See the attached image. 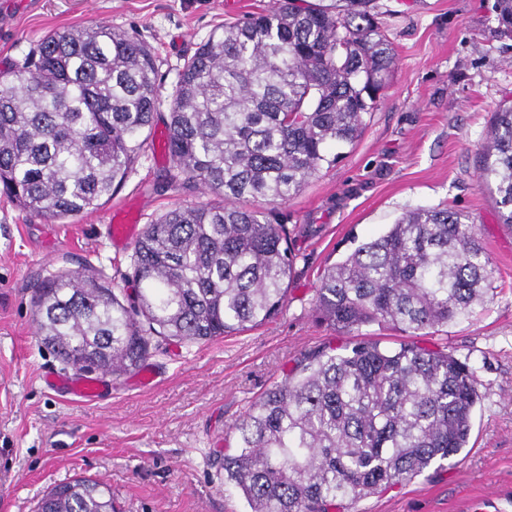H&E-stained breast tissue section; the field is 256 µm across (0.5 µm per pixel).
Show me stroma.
Instances as JSON below:
<instances>
[{"instance_id":"35a3bbf8","label":"stroma","mask_w":512,"mask_h":512,"mask_svg":"<svg viewBox=\"0 0 512 512\" xmlns=\"http://www.w3.org/2000/svg\"><path fill=\"white\" fill-rule=\"evenodd\" d=\"M274 0H0V72L45 35L99 24L121 28L155 53L160 120L122 187L98 209L46 221L0 198V512H35L42 493L77 476L112 487L117 512H249L214 460L234 452V425L274 383L317 350L349 338L314 312L320 276L359 243L419 207L466 215L491 259L493 292L469 316L417 337L420 347L466 360L482 396L470 442L458 456L363 497L348 512H512V227L477 179L479 149L494 112L512 103V34L499 30L495 0H374L394 64L359 139L275 211L295 254L288 292L268 324L185 346L151 339L150 390L132 374L84 404L47 388L64 372L41 346L33 289L82 267L114 287L134 286L132 245L111 244V210L131 204L138 225L219 198L171 178L158 157L178 74L224 25Z\"/></svg>"}]
</instances>
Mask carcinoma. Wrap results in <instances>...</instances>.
<instances>
[{
  "label": "carcinoma",
  "mask_w": 512,
  "mask_h": 512,
  "mask_svg": "<svg viewBox=\"0 0 512 512\" xmlns=\"http://www.w3.org/2000/svg\"><path fill=\"white\" fill-rule=\"evenodd\" d=\"M371 0H278L201 44L178 75L166 121L174 176L224 197L161 215L137 240L128 294L68 271L35 289L41 343L68 368L120 376L150 338L208 342L272 320L293 269L288 237L246 205H283L329 150L351 144L393 64ZM512 33V0H497ZM155 59L137 38L97 25L46 35L0 72V193L29 215L65 221L112 198L157 116ZM478 182L512 227V105L494 113ZM493 268L474 227L447 208L405 212L328 268L317 318L353 336L318 350L235 423L224 482L250 512H332L409 481L467 447L479 400L467 362L403 341L358 338L391 324L409 336L472 313ZM37 512H114L112 488L80 477L49 489Z\"/></svg>",
  "instance_id": "cac0c4a2"
}]
</instances>
